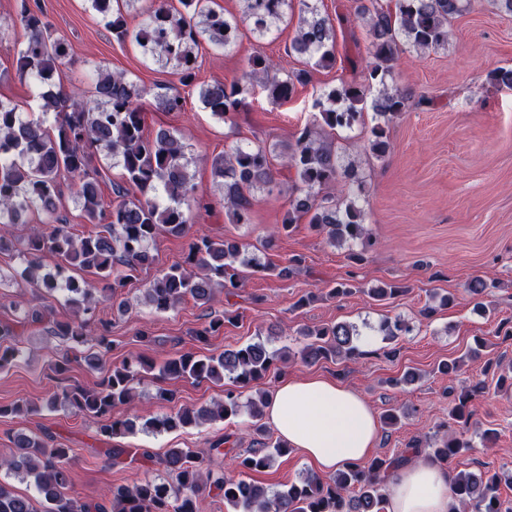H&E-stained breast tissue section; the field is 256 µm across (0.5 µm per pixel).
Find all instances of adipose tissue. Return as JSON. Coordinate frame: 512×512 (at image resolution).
Returning <instances> with one entry per match:
<instances>
[{"instance_id": "1", "label": "adipose tissue", "mask_w": 512, "mask_h": 512, "mask_svg": "<svg viewBox=\"0 0 512 512\" xmlns=\"http://www.w3.org/2000/svg\"><path fill=\"white\" fill-rule=\"evenodd\" d=\"M265 416L324 474L367 459L378 439L367 401L345 384L320 377L283 378L267 399ZM449 484L446 466L418 457L389 479L386 512H448Z\"/></svg>"}]
</instances>
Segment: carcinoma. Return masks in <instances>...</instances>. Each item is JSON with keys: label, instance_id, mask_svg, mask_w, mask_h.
Segmentation results:
<instances>
[{"label": "carcinoma", "instance_id": "1", "mask_svg": "<svg viewBox=\"0 0 512 512\" xmlns=\"http://www.w3.org/2000/svg\"><path fill=\"white\" fill-rule=\"evenodd\" d=\"M93 10L106 21V28L118 42L134 41L154 62L172 66L186 87L197 82L195 48L205 36L218 48L236 44L239 25L224 12L209 5V0H152L142 12L135 30L128 28L121 9L112 0H89ZM243 20L252 33L264 37L288 17L298 18L297 29L288 52L308 59L309 68L281 73L268 56L257 53L248 58L247 67L229 82L215 81L199 86L198 96L205 109L224 122H231L244 106L249 87L257 82L268 99H288L296 85H304L310 69L329 68L336 61V27L349 23V17L324 15L314 0H243ZM468 0H352L354 15L362 22L368 39L367 55L361 61V79L341 80L340 86L323 92L314 102L321 123L306 124L292 135L288 152L280 155L283 165L295 170V184L289 195V209L281 225L285 232L303 217L314 228L327 234L332 246H348V259L364 260L370 245L365 211L359 205L364 181L354 162L338 153L333 131L365 124L364 113L371 109L378 123L372 125L366 149L382 159L389 149L385 124L413 105L426 100L410 90L390 89L391 75L399 54L409 48L419 53L448 45L449 24L466 8ZM20 25L27 43L16 58V70L42 89V108L54 112L55 124L49 129L38 121L22 118L18 108L0 100V224L19 223L32 208L53 218V223L35 226L23 239L0 231V252L21 248L28 258L24 270L29 281L46 292L67 291L66 302L72 319L55 325L56 334L77 345L89 343L108 350L112 341L109 325L91 329L90 321L99 303L107 298L121 313L128 311L121 299V288L138 272L155 263L150 243L162 232L182 237L188 233V211L200 202L204 191L189 173L192 162L181 133L162 129L154 136L145 134L144 114L139 100L144 90L122 71L100 70L92 92L86 99L77 89L53 83V77L69 55L64 39L53 34L39 8L30 0H19L16 16L0 22V31ZM164 112L183 108L180 93L172 92L158 101ZM112 155L122 168V181L112 185L114 198L102 195L98 183L97 155ZM274 150L266 142L237 146L212 161L214 178L222 189L225 208L237 224L250 223L253 193L275 184ZM70 175L75 199L85 220L98 227L87 235L76 236L68 224L56 216L60 198L58 176ZM345 193L337 197V185ZM361 244V249L354 245ZM57 258L55 272H42L41 258ZM262 271L250 252V245L231 239H216L207 234L193 236L185 260L173 264L148 282L143 289L146 304L158 312L175 309L186 298L204 304L213 300L215 290L230 296L241 287L239 268ZM70 268L90 270L95 280L80 283L65 275ZM407 288L385 283L366 290L375 301L393 299ZM238 314L225 311L209 317L194 331V339L205 343L234 321ZM414 326L405 320L385 321L380 331L388 340L412 333ZM305 339L298 351L304 363L354 361L365 355L360 349L362 333L347 322L324 325L302 332ZM18 334L12 323H0V369L11 366L18 357ZM284 354L270 350L262 342H250L219 354L185 353L166 359L160 367L138 358L107 370L92 388L65 386L46 400V406H61L86 418L101 422V433L114 437L132 433L135 422L113 416L114 410L131 403L135 382L143 372L158 370L166 386L157 396L167 403L177 398L180 381L222 383L232 379L234 388L225 391L224 400L200 409L182 406L151 419L146 427L168 432L196 425L200 421L233 420L242 411L245 390L264 380ZM485 384L476 382L455 395L449 416L467 422L470 403L484 393ZM266 395L248 401L253 432L260 436L259 447L237 456L241 472L269 467L276 457L289 452L283 440L268 441L262 420ZM472 444L454 433H444L430 447L415 437L406 448L389 458H374L366 466L348 465L323 480L306 474L280 490L271 491L245 478H226L203 467L204 458L187 448H171L160 460L171 476L169 482L154 478L131 486H117L109 504H81L71 494L72 448H49L36 438L20 436L16 450L0 461L9 473L33 481L42 501L43 512H198L197 501L207 491L223 494L224 502L235 512H385V486L391 474L412 459L427 456L442 462L452 461ZM501 476L488 471H460L451 477L449 512H512L499 495ZM0 512H36L30 498L17 494L0 481Z\"/></svg>", "mask_w": 512, "mask_h": 512}]
</instances>
